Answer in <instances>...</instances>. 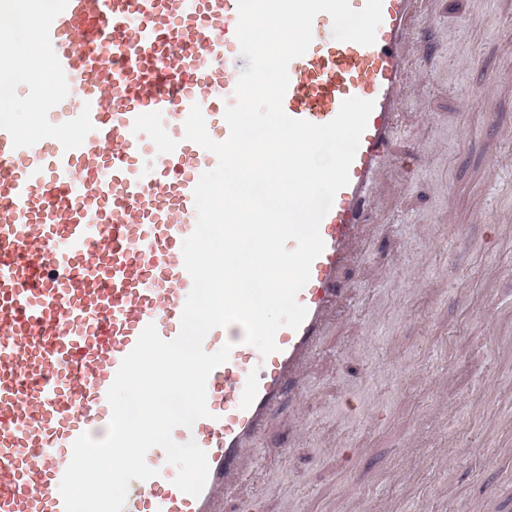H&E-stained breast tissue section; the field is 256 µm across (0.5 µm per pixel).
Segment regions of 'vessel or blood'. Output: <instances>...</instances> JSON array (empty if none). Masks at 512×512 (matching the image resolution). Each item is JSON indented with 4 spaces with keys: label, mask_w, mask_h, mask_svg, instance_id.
I'll use <instances>...</instances> for the list:
<instances>
[{
    "label": "vessel or blood",
    "mask_w": 512,
    "mask_h": 512,
    "mask_svg": "<svg viewBox=\"0 0 512 512\" xmlns=\"http://www.w3.org/2000/svg\"><path fill=\"white\" fill-rule=\"evenodd\" d=\"M426 0H383L373 45L335 40L318 14L313 42L288 66L282 107L314 124L350 97L374 101L340 190L320 224L325 242L298 300L299 329L281 328L264 356L241 325L211 330L206 351L234 347L207 379L209 417L177 427L176 442L205 450L200 496L176 488L160 449L159 474L131 481L123 512H224L264 431L303 392L313 354L350 288L344 273L361 241L411 84L410 51ZM237 0H45L38 39L48 86L34 126L0 113V512H64L59 485L81 434L102 438L107 391L147 325L174 339L192 279L182 244L197 223L194 188L217 165L185 140L199 105L209 136L225 141L227 106L245 65ZM158 151L144 165L145 146Z\"/></svg>",
    "instance_id": "b4317fda"
}]
</instances>
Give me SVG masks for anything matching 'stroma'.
Wrapping results in <instances>:
<instances>
[{
  "instance_id": "35a3bbf8",
  "label": "stroma",
  "mask_w": 512,
  "mask_h": 512,
  "mask_svg": "<svg viewBox=\"0 0 512 512\" xmlns=\"http://www.w3.org/2000/svg\"><path fill=\"white\" fill-rule=\"evenodd\" d=\"M0 81L42 107L36 0H0ZM352 300L225 512H512V0H430Z\"/></svg>"
}]
</instances>
